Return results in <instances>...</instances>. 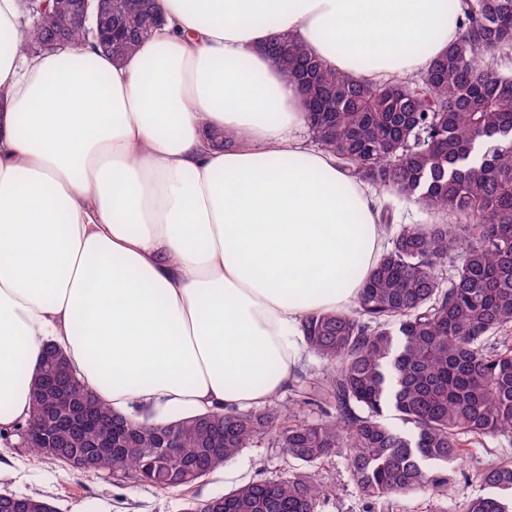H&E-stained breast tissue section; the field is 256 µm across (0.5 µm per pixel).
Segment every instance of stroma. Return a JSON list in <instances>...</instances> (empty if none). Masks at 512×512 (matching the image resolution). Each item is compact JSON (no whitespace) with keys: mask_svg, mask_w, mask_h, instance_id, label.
<instances>
[{"mask_svg":"<svg viewBox=\"0 0 512 512\" xmlns=\"http://www.w3.org/2000/svg\"><path fill=\"white\" fill-rule=\"evenodd\" d=\"M510 458L512 437H488L467 447L461 459L448 465L452 490L442 504L444 512H466L469 501L485 492L478 479L479 472ZM0 465L17 472L16 478L0 480V493L43 496L52 500L59 512H180L182 508L181 490L67 473L2 441ZM293 468L292 462L261 441L201 479L192 492L196 499L206 500L247 482L278 479ZM320 476L335 491L322 503L319 512H383L359 496L344 457L333 458L321 468Z\"/></svg>","mask_w":512,"mask_h":512,"instance_id":"35a3bbf8","label":"stroma"}]
</instances>
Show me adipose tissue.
I'll use <instances>...</instances> for the list:
<instances>
[{
	"label": "adipose tissue",
	"instance_id": "obj_1",
	"mask_svg": "<svg viewBox=\"0 0 512 512\" xmlns=\"http://www.w3.org/2000/svg\"><path fill=\"white\" fill-rule=\"evenodd\" d=\"M116 61L26 53L0 0V430L60 348L117 413L261 407L313 315L350 312L387 247L371 185L298 136L289 35L372 82L426 71L467 19L448 0H157ZM233 142L213 148V131Z\"/></svg>",
	"mask_w": 512,
	"mask_h": 512
}]
</instances>
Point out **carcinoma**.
Here are the masks:
<instances>
[{
	"label": "carcinoma",
	"instance_id": "carcinoma-1",
	"mask_svg": "<svg viewBox=\"0 0 512 512\" xmlns=\"http://www.w3.org/2000/svg\"><path fill=\"white\" fill-rule=\"evenodd\" d=\"M126 36L97 42L116 59L151 35L152 0ZM467 24L418 81L373 83L331 71L288 35L275 63L301 83L313 139L342 165L390 194L446 218L393 228V206L380 223L389 247L364 282L357 307L305 324V343L326 368L312 381L299 372L286 402L273 398L246 412L209 411L164 424L112 412L72 372L60 350L46 351L31 386L32 413L4 441L53 463L84 456L89 467L162 489H189L260 439L298 464L278 482L252 481L182 512H318L332 488L322 462L343 456L359 493L386 505L412 492L448 498L437 466L486 437L512 435V74L479 76L512 51V0H460ZM79 24L46 13L25 21L18 47L89 40ZM336 415L307 421L309 406ZM392 411L399 424L383 419ZM174 438L181 457L163 456ZM488 492L467 512H512V460L479 473Z\"/></svg>",
	"mask_w": 512,
	"mask_h": 512
}]
</instances>
